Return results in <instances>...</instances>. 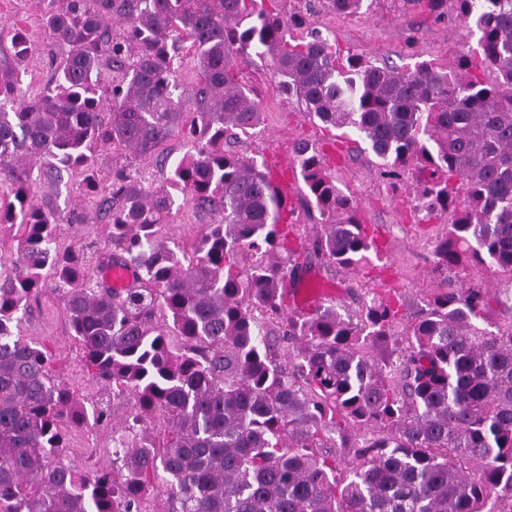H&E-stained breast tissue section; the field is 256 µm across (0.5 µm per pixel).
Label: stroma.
<instances>
[{"mask_svg":"<svg viewBox=\"0 0 512 512\" xmlns=\"http://www.w3.org/2000/svg\"><path fill=\"white\" fill-rule=\"evenodd\" d=\"M277 8L286 16L302 15L303 31H321L341 52L400 69L429 60L449 64L460 49L461 21L455 0H447L441 17L429 13L421 0H365L361 13L354 16L336 14L327 0H277ZM40 13V0H0V73L15 66L10 53L14 26L26 28L36 45L18 88L22 94L50 80L61 62L40 26ZM244 78L262 104L264 121L254 134L235 141L234 151L260 160L288 161L295 139L318 141L325 166L357 201L366 226L378 230L384 243L383 255L350 269L334 270L320 263L308 267L303 280L312 290L314 303L331 301L354 312L363 301L383 296L400 304L404 313L415 312L441 285L432 271L433 247L447 231L440 219L426 224L412 220L417 171L406 173L403 188L391 190L379 175V159L356 149L339 130H325L299 112L279 90L265 63L253 62L245 68ZM38 199L59 208L62 221L57 236L62 245L85 250L92 260L109 251L104 215L84 195L66 183L49 181L42 183ZM22 337L55 351L61 376L80 398L89 403L103 398L102 387L77 365L64 297L53 283H46L32 302ZM66 442L67 462L88 470L108 462L112 431L90 424L68 430Z\"/></svg>","mask_w":512,"mask_h":512,"instance_id":"35a3bbf8","label":"stroma"}]
</instances>
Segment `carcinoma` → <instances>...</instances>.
I'll list each match as a JSON object with an SVG mask.
<instances>
[{"label":"carcinoma","instance_id":"carcinoma-1","mask_svg":"<svg viewBox=\"0 0 512 512\" xmlns=\"http://www.w3.org/2000/svg\"><path fill=\"white\" fill-rule=\"evenodd\" d=\"M363 2L328 0L346 15ZM42 4L63 63L22 100L23 71L0 76V225L21 231L0 273V512H148L160 485L163 512H512V321L489 320L493 302L512 311V0H456L455 66L412 70L345 57L318 32L295 37L300 16L256 0ZM12 50L21 64L32 52L20 28ZM256 58L299 111L366 145L390 186L427 174L413 213L448 218L433 249L444 284L414 317L379 297L356 314L333 302L285 311L296 208L264 162L227 149L263 123L241 69ZM190 98L191 147L171 164L165 145ZM107 144L129 160L104 185L95 157ZM292 154L298 205L322 226L304 261L367 260L374 242L320 147L298 139ZM146 160L169 166L163 183L142 179ZM66 177L108 217L112 248L96 265L60 250L58 212L37 200ZM188 205L218 220L187 250L163 228ZM469 262L504 282L452 284ZM114 265L132 270L129 287L108 283ZM48 277L87 374L135 403L112 429V461L84 472L65 462L64 432L111 423L108 403L86 407L56 354L21 338Z\"/></svg>","mask_w":512,"mask_h":512}]
</instances>
